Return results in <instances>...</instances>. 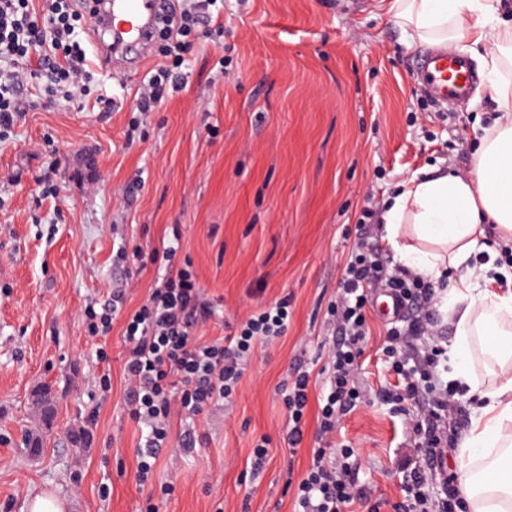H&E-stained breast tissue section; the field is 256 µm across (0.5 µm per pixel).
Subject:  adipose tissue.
Here are the masks:
<instances>
[{"mask_svg": "<svg viewBox=\"0 0 512 512\" xmlns=\"http://www.w3.org/2000/svg\"><path fill=\"white\" fill-rule=\"evenodd\" d=\"M411 37L452 48L484 46L480 68L503 103L475 151L469 174L440 169L406 180L382 214L385 238L403 267L431 278L461 277L447 306L455 328L448 344L450 379L464 394L479 393L457 459L459 494L468 512H512V288H494L487 225L512 239V26L499 18L501 0H386ZM496 357L500 370L480 386L472 369L474 345Z\"/></svg>", "mask_w": 512, "mask_h": 512, "instance_id": "ef3b65f1", "label": "adipose tissue"}]
</instances>
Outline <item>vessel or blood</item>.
Returning a JSON list of instances; mask_svg holds the SVG:
<instances>
[{"mask_svg":"<svg viewBox=\"0 0 512 512\" xmlns=\"http://www.w3.org/2000/svg\"><path fill=\"white\" fill-rule=\"evenodd\" d=\"M91 43L98 61L113 72L139 73L153 57L162 21V0H90ZM422 81L441 103L466 98L479 76L463 56L445 51L425 53Z\"/></svg>","mask_w":512,"mask_h":512,"instance_id":"1","label":"vessel or blood"}]
</instances>
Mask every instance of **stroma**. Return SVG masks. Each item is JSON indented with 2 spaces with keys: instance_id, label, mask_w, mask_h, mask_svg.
I'll return each instance as SVG.
<instances>
[{
  "instance_id": "obj_1",
  "label": "stroma",
  "mask_w": 512,
  "mask_h": 512,
  "mask_svg": "<svg viewBox=\"0 0 512 512\" xmlns=\"http://www.w3.org/2000/svg\"><path fill=\"white\" fill-rule=\"evenodd\" d=\"M211 11L212 32L185 56L182 89L137 129L140 77L113 76L91 55L80 104H46L43 86L30 85V109L0 142V512H22L43 492L63 512H143L150 489L136 481L141 429L125 405L123 322L92 336L81 310L121 285L138 307L157 269L128 271L118 247H161L173 224L208 297L223 303L204 339L233 334L247 313L282 298L290 320L256 346L231 403L197 423L192 451L180 446L186 422L173 420L155 481L175 490L159 512H294L287 474H302L317 445L333 345L325 314L362 210L431 167L467 173L501 112L484 83L436 106L416 65L428 44L407 38L382 0H217ZM45 180L55 195H43ZM384 299L380 288L370 295L361 401L333 438L354 448L369 491L358 512H393L418 455L414 403L379 397L397 382L381 351L395 324L379 312ZM298 365L311 374L310 404L292 450L284 396ZM45 383L57 390L52 435L33 458L22 437L39 424L32 396ZM77 430L85 439L75 446ZM262 437L268 454L255 478Z\"/></svg>"
}]
</instances>
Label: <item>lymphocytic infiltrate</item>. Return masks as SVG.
Segmentation results:
<instances>
[{"label": "lymphocytic infiltrate", "instance_id": "lymphocytic-infiltrate-1", "mask_svg": "<svg viewBox=\"0 0 512 512\" xmlns=\"http://www.w3.org/2000/svg\"><path fill=\"white\" fill-rule=\"evenodd\" d=\"M31 0H0V141L8 140L28 104L20 93L25 82H45L49 99L73 101L88 73L86 53L75 39L77 29L91 26L90 11H77L74 0H45L35 10ZM213 0H189L188 7L162 33L159 54L164 63L144 83L135 109L145 113L161 106L178 86L183 52L199 26L207 22ZM37 68H29L30 59ZM181 232L173 230L162 250L141 247L120 250V259H133L139 267L154 264L161 273L144 302L123 313L125 294L112 292L101 305H86L82 316L90 335H107L117 316H124V371L129 385V416L146 430L138 450L136 479L154 480L158 456L170 440L173 417L197 419L210 405L232 398L256 345L269 343L288 328V302L249 313L236 334L215 341L202 340L200 330L216 314L215 303L201 287L191 261L176 263ZM390 291L415 313L406 326L391 330L383 353L401 380L396 389L382 391L387 402L418 400L420 380H432L430 369L436 352L432 305L436 290L430 280L406 268H390L381 252L359 241L345 265L340 293L327 309L336 339L328 354L325 391L318 415L320 438H328L341 420L358 406L355 384L357 360L369 333L365 307L371 289ZM434 394L428 409L411 420L412 429L425 441L421 459L405 479V495L394 512H429L425 487L433 472L444 465L448 446L447 421L460 406L452 390L432 381ZM310 374L297 372L285 396L288 410L286 439L297 447L303 437ZM350 448H316L296 486V512H345L365 500L368 492L357 485L349 463Z\"/></svg>", "mask_w": 512, "mask_h": 512}]
</instances>
